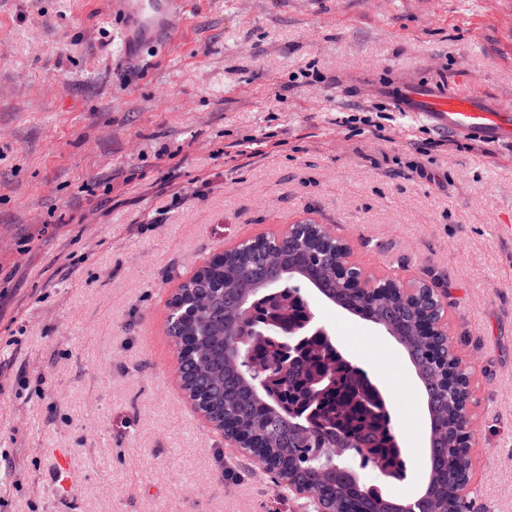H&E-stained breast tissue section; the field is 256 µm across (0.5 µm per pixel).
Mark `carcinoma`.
<instances>
[{
  "label": "carcinoma",
  "instance_id": "cac0c4a2",
  "mask_svg": "<svg viewBox=\"0 0 512 512\" xmlns=\"http://www.w3.org/2000/svg\"><path fill=\"white\" fill-rule=\"evenodd\" d=\"M283 271L277 276L276 291L281 293L280 313L272 315L256 295L252 299L251 323L259 324L260 338H251L252 357L263 364L269 376L264 390L224 357V346L234 333L245 332L235 294L230 287L257 290L271 276L258 265L256 251L231 255L227 261L206 268L194 280L183 285L185 291L203 289L210 297L205 309L182 310L183 317L171 330L185 336L193 347L194 367L187 389L214 419L236 417L241 425L256 434L266 452L283 463L289 475L312 480L317 470L335 449L354 444L358 457L380 465L387 478L403 481L407 465L403 449L391 425L387 406L379 403L368 373L346 364L338 355L336 342L328 331L315 332V315L293 281L315 289L329 303L343 306L340 286L332 280L331 267L336 249L325 245L318 254L325 277L316 276L311 268L299 264L310 256L304 237L282 248ZM347 311L370 322L378 321L396 333L413 310L391 301H381L365 309ZM301 341L293 355L282 351L281 341L288 337ZM416 368L429 413L438 417L448 414V427L455 423V405L436 380L440 365L431 359L426 348L416 343H402ZM330 379L318 388L316 379ZM429 464L434 502L441 509L448 496V481L461 468L453 438L439 437L429 449ZM337 506L353 503L358 512H389L398 500L374 488L367 492L347 477L339 475L321 487Z\"/></svg>",
  "mask_w": 512,
  "mask_h": 512
}]
</instances>
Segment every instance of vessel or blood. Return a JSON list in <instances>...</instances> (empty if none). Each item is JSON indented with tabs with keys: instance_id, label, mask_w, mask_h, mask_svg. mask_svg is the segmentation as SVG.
<instances>
[{
	"instance_id": "obj_1",
	"label": "vessel or blood",
	"mask_w": 512,
	"mask_h": 512,
	"mask_svg": "<svg viewBox=\"0 0 512 512\" xmlns=\"http://www.w3.org/2000/svg\"><path fill=\"white\" fill-rule=\"evenodd\" d=\"M192 0H115L120 16L136 27L137 39L153 41L169 14L188 10ZM406 112L426 113L433 126L483 143H512V109L465 92L453 93L424 84L408 85L397 100Z\"/></svg>"
}]
</instances>
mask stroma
<instances>
[{"mask_svg":"<svg viewBox=\"0 0 512 512\" xmlns=\"http://www.w3.org/2000/svg\"><path fill=\"white\" fill-rule=\"evenodd\" d=\"M110 0H0V512H314L192 406L167 334L224 248L324 224L376 279L436 286L469 362L470 512H512V147L390 90L512 108V0H194L128 44ZM385 392L407 478L430 421L404 349L302 288ZM70 456L71 490L53 480Z\"/></svg>","mask_w":512,"mask_h":512,"instance_id":"stroma-1","label":"stroma"}]
</instances>
